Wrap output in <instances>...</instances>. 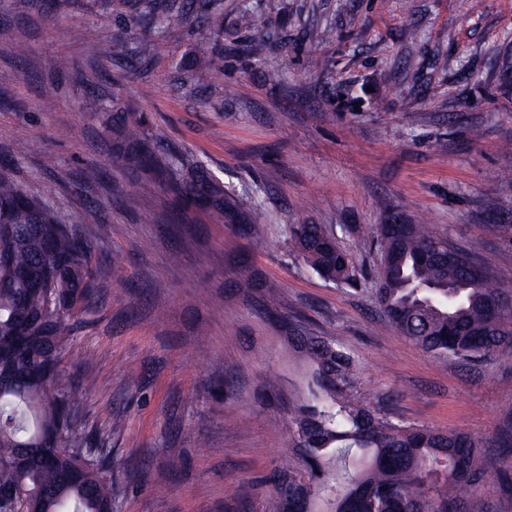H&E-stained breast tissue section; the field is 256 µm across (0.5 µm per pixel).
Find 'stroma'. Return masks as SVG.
Masks as SVG:
<instances>
[{
	"label": "stroma",
	"mask_w": 512,
	"mask_h": 512,
	"mask_svg": "<svg viewBox=\"0 0 512 512\" xmlns=\"http://www.w3.org/2000/svg\"><path fill=\"white\" fill-rule=\"evenodd\" d=\"M180 2L140 64L129 0H0V157L97 244L98 305L75 321L67 365L78 424L110 451L112 512H266L290 411L309 395L297 331L353 353L356 395L378 414L512 458V355L461 363L388 326L372 242L379 224L430 225L512 291V0ZM212 3L220 74L193 58ZM246 12L258 28L240 27ZM258 37L261 60L245 50ZM112 39L123 55L101 57ZM116 101L148 116L161 152L262 204L264 238L211 223L165 184L140 193V173L113 159ZM303 222L353 253L355 284L297 256L288 227ZM466 499L467 512H512V467Z\"/></svg>",
	"instance_id": "1"
}]
</instances>
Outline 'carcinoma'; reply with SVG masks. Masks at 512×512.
<instances>
[{
  "mask_svg": "<svg viewBox=\"0 0 512 512\" xmlns=\"http://www.w3.org/2000/svg\"><path fill=\"white\" fill-rule=\"evenodd\" d=\"M131 21L159 35L170 0H134ZM194 56L224 71V11L201 15ZM157 42H138L137 61H150ZM115 159L131 169L165 178L175 197L205 208L215 224H229L259 240L261 205L229 191L200 164L175 167L146 138V119L116 107L112 113ZM290 244L318 275L348 282L352 253L321 224H294ZM384 283L377 288L387 322L427 353L461 362L512 355V321L503 322L505 291L470 253L460 261L447 239L423 224H407L400 236L374 230ZM0 361L21 357L24 338L48 343L37 376L20 369L0 378V486L20 495L51 490L41 512H105L112 507L109 451L90 448L76 430L79 402L74 373L65 366L74 320L96 303L95 244L76 236L42 198L13 175V159L0 160ZM38 269L48 288L40 294L27 273ZM310 364L311 398L289 415L294 463L279 472L270 512H461L462 494L484 483L499 461L485 443L465 431L442 433L376 414L355 398L357 364L323 336L290 337Z\"/></svg>",
  "mask_w": 512,
  "mask_h": 512,
  "instance_id": "obj_1",
  "label": "carcinoma"
}]
</instances>
